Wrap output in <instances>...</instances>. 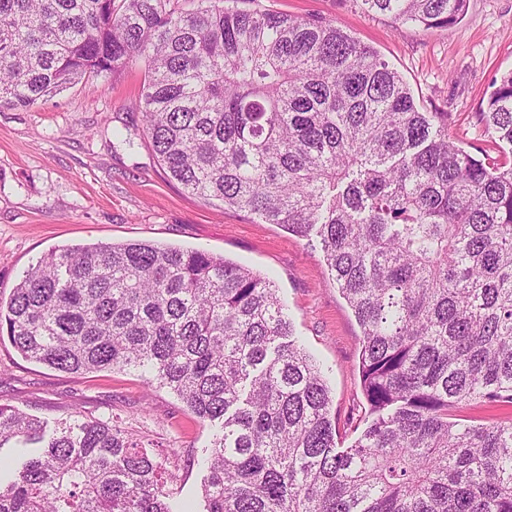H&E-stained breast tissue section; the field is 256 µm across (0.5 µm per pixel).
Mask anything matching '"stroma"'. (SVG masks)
I'll return each mask as SVG.
<instances>
[{"mask_svg": "<svg viewBox=\"0 0 512 512\" xmlns=\"http://www.w3.org/2000/svg\"><path fill=\"white\" fill-rule=\"evenodd\" d=\"M257 9L342 28L374 48L409 85L417 106L448 115V135L473 155L512 160V146L479 122L494 80L512 71V0H468L445 30L365 11L359 0H257ZM144 67L83 78L28 108L0 109V302L50 250L147 240L225 256L274 281L295 336L324 372L342 445L365 428L361 329L331 277L318 239L209 203L171 180L142 137L136 103ZM0 404L47 420L113 416L163 451L176 498L202 501L199 461L214 429L169 389L134 372L72 375L0 343Z\"/></svg>", "mask_w": 512, "mask_h": 512, "instance_id": "35a3bbf8", "label": "stroma"}]
</instances>
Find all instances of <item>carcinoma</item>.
I'll list each match as a JSON object with an SVG mask.
<instances>
[{
  "mask_svg": "<svg viewBox=\"0 0 512 512\" xmlns=\"http://www.w3.org/2000/svg\"><path fill=\"white\" fill-rule=\"evenodd\" d=\"M170 0H0V107L144 66V136L190 194L320 238L361 327L371 421L342 448L322 372L273 282L150 241L62 247L0 305V340L66 373H139L218 424L204 512H512V162L458 147L377 52L325 22ZM425 30L467 0H361ZM512 145V72L479 113ZM40 444L0 512H173L167 463L111 417L54 428L0 404V449ZM457 418L472 420V424H491L512 418V405L502 404L495 406L470 403L460 405L454 409Z\"/></svg>",
  "mask_w": 512,
  "mask_h": 512,
  "instance_id": "1",
  "label": "carcinoma"
}]
</instances>
